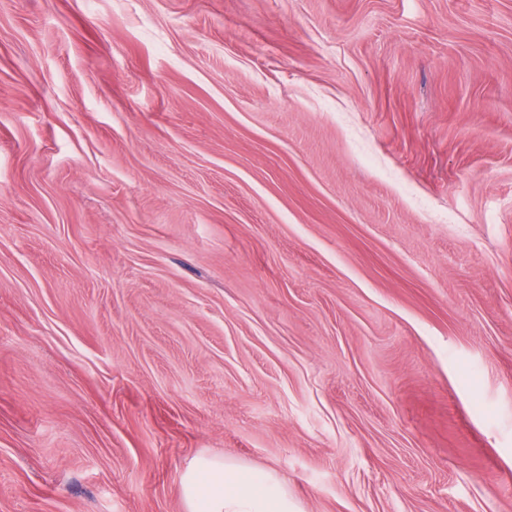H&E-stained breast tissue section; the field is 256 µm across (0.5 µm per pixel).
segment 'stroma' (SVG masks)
<instances>
[{
  "mask_svg": "<svg viewBox=\"0 0 512 512\" xmlns=\"http://www.w3.org/2000/svg\"><path fill=\"white\" fill-rule=\"evenodd\" d=\"M512 512V0H0V512ZM180 487L188 512H301L275 473L224 458L197 459Z\"/></svg>",
  "mask_w": 512,
  "mask_h": 512,
  "instance_id": "1",
  "label": "stroma"
}]
</instances>
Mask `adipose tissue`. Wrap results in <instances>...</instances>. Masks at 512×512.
Listing matches in <instances>:
<instances>
[{
	"mask_svg": "<svg viewBox=\"0 0 512 512\" xmlns=\"http://www.w3.org/2000/svg\"><path fill=\"white\" fill-rule=\"evenodd\" d=\"M180 487L187 512H299L275 473L218 457L194 461Z\"/></svg>",
	"mask_w": 512,
	"mask_h": 512,
	"instance_id": "adipose-tissue-1",
	"label": "adipose tissue"
}]
</instances>
